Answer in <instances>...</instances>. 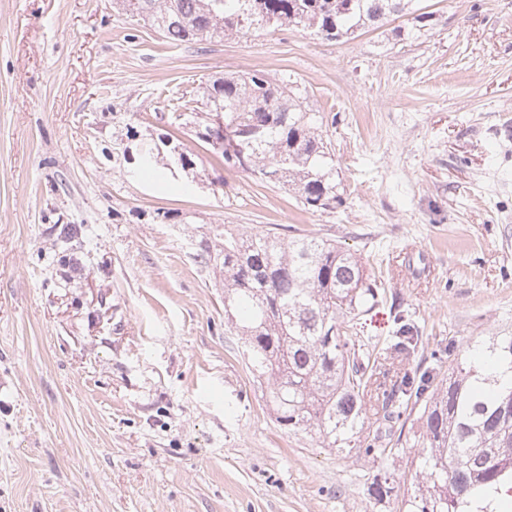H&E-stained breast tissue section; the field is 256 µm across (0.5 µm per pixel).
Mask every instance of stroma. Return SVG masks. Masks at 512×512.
Here are the masks:
<instances>
[{
    "label": "stroma",
    "mask_w": 512,
    "mask_h": 512,
    "mask_svg": "<svg viewBox=\"0 0 512 512\" xmlns=\"http://www.w3.org/2000/svg\"><path fill=\"white\" fill-rule=\"evenodd\" d=\"M417 7L354 39L172 46L112 0H0V512H396L371 460L279 430L199 256L226 224L335 240L426 367L512 333V0ZM252 70L321 114L336 209L186 126L183 94ZM161 133L193 169L139 168Z\"/></svg>",
    "instance_id": "1"
}]
</instances>
